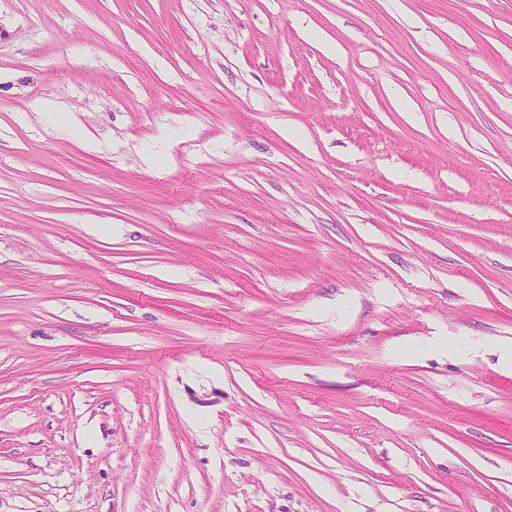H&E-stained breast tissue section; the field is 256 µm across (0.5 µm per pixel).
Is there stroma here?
<instances>
[{"mask_svg":"<svg viewBox=\"0 0 512 512\" xmlns=\"http://www.w3.org/2000/svg\"><path fill=\"white\" fill-rule=\"evenodd\" d=\"M509 343L512 0H0V512H512Z\"/></svg>","mask_w":512,"mask_h":512,"instance_id":"obj_1","label":"stroma"}]
</instances>
